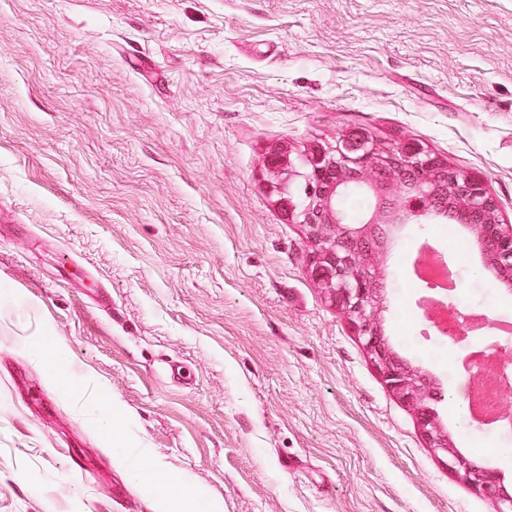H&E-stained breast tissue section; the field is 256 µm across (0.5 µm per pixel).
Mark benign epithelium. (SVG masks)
I'll list each match as a JSON object with an SVG mask.
<instances>
[{
  "instance_id": "obj_1",
  "label": "benign epithelium",
  "mask_w": 512,
  "mask_h": 512,
  "mask_svg": "<svg viewBox=\"0 0 512 512\" xmlns=\"http://www.w3.org/2000/svg\"><path fill=\"white\" fill-rule=\"evenodd\" d=\"M267 167L270 185L280 193L279 204L308 228L316 242L310 257L313 277L329 299L351 316L388 387L417 413L430 447L442 450L448 468L475 490L492 497L496 512H512V493L504 489L501 476L455 449L429 404L427 379L389 349L379 325L380 276L369 263L374 224H415L427 218L435 199L443 196L448 210L469 218L470 233L495 278L511 284L512 224L500 220L483 183L448 169L414 143L382 149L363 134L343 138L333 151L319 148L302 161L291 158L285 149H274ZM374 169L393 175L404 204L392 210L382 208L375 221L358 227L344 223L336 207L338 194L350 183L364 184Z\"/></svg>"
}]
</instances>
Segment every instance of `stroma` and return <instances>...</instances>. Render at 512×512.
<instances>
[{"mask_svg": "<svg viewBox=\"0 0 512 512\" xmlns=\"http://www.w3.org/2000/svg\"><path fill=\"white\" fill-rule=\"evenodd\" d=\"M358 133L479 179L512 224V0H0V512H163L124 445L191 484L192 512H495L268 182L272 149ZM433 234L385 228L383 329L511 487L500 432L446 398L460 347L414 314ZM457 295L512 321L492 278Z\"/></svg>", "mask_w": 512, "mask_h": 512, "instance_id": "stroma-1", "label": "stroma"}]
</instances>
